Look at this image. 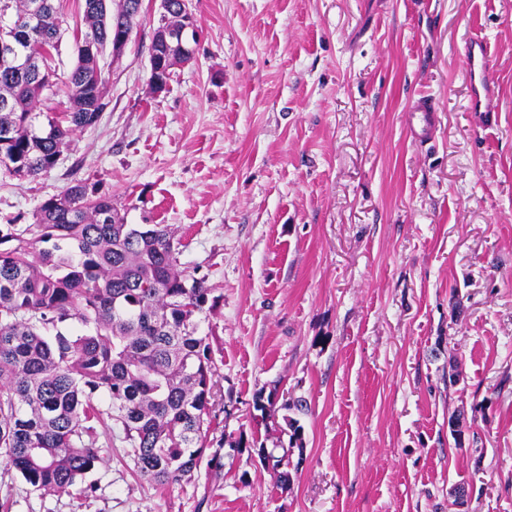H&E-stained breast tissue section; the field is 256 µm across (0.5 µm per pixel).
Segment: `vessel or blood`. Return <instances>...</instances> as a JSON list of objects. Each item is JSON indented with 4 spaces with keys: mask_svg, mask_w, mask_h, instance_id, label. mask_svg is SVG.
Returning <instances> with one entry per match:
<instances>
[{
    "mask_svg": "<svg viewBox=\"0 0 512 512\" xmlns=\"http://www.w3.org/2000/svg\"><path fill=\"white\" fill-rule=\"evenodd\" d=\"M468 78V110L481 126L492 127L498 122L499 105L491 52L484 38H470L464 48ZM423 126L414 138L422 144L431 140V128L436 112L433 98H417L413 107Z\"/></svg>",
    "mask_w": 512,
    "mask_h": 512,
    "instance_id": "obj_1",
    "label": "vessel or blood"
}]
</instances>
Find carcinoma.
Listing matches in <instances>:
<instances>
[{
    "label": "carcinoma",
    "instance_id": "obj_1",
    "mask_svg": "<svg viewBox=\"0 0 512 512\" xmlns=\"http://www.w3.org/2000/svg\"><path fill=\"white\" fill-rule=\"evenodd\" d=\"M19 53L48 61L63 19L55 0H9ZM101 43L133 31L142 0H84ZM110 73L82 53L64 81L71 107L36 111L47 87L37 66L0 62V172L36 177L74 132L94 125ZM13 163L9 168L4 160ZM180 240L163 224H128L112 196L78 181L44 200L35 223L0 224V455L37 491H65L102 462L98 426L110 419L136 473L159 485L197 468L206 445L216 367L201 316L221 296L181 268ZM259 455L289 481L286 456Z\"/></svg>",
    "mask_w": 512,
    "mask_h": 512
}]
</instances>
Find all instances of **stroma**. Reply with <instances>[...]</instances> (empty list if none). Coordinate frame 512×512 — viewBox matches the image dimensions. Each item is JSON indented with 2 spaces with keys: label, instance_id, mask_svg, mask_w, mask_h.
I'll return each instance as SVG.
<instances>
[{
  "label": "stroma",
  "instance_id": "stroma-1",
  "mask_svg": "<svg viewBox=\"0 0 512 512\" xmlns=\"http://www.w3.org/2000/svg\"><path fill=\"white\" fill-rule=\"evenodd\" d=\"M66 78L83 0H59ZM193 60L150 87L156 0L107 105L55 167L0 173V224L78 181L130 224L168 225L222 299L200 322L224 409L206 460L151 483L111 427L79 487L0 458L10 512H512V0H190ZM488 38L499 121L467 110L463 47ZM434 139L409 132L419 95ZM301 401L299 446L283 412ZM464 420V442L450 428ZM288 451V485L252 441ZM224 468L213 477L210 455ZM413 112L419 113V122H424L423 127L417 132V126L410 129L412 138L419 142L420 145L428 144L431 140V128L434 121L436 110L435 100L430 97H419L416 99Z\"/></svg>",
  "mask_w": 512,
  "mask_h": 512
}]
</instances>
